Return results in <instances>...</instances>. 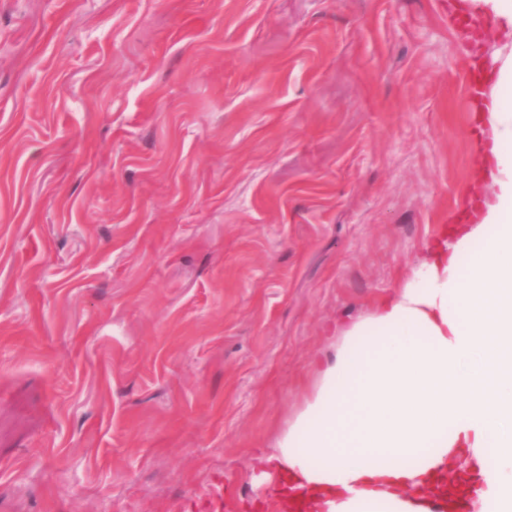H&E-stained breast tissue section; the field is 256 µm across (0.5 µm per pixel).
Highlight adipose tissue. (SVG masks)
<instances>
[{
  "label": "adipose tissue",
  "mask_w": 512,
  "mask_h": 512,
  "mask_svg": "<svg viewBox=\"0 0 512 512\" xmlns=\"http://www.w3.org/2000/svg\"><path fill=\"white\" fill-rule=\"evenodd\" d=\"M493 192L424 245L412 277L340 344L264 469L278 512H431L448 474L467 512H512V46L495 57Z\"/></svg>",
  "instance_id": "ef3b65f1"
}]
</instances>
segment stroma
<instances>
[{"label": "stroma", "mask_w": 512, "mask_h": 512, "mask_svg": "<svg viewBox=\"0 0 512 512\" xmlns=\"http://www.w3.org/2000/svg\"><path fill=\"white\" fill-rule=\"evenodd\" d=\"M449 0H0V512H177L478 190Z\"/></svg>", "instance_id": "stroma-1"}]
</instances>
